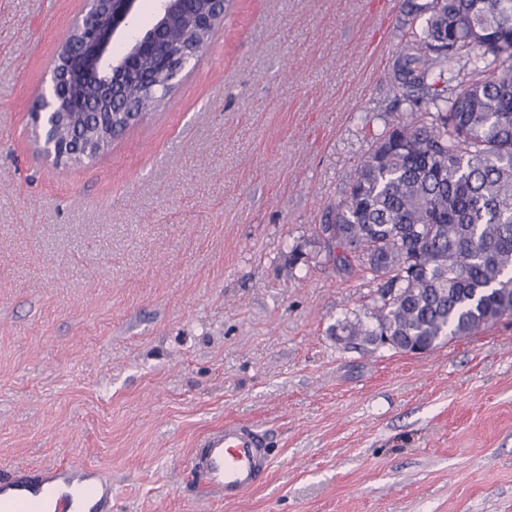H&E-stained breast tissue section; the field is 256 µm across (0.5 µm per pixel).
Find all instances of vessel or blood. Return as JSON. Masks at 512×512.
Returning a JSON list of instances; mask_svg holds the SVG:
<instances>
[{
  "label": "vessel or blood",
  "mask_w": 512,
  "mask_h": 512,
  "mask_svg": "<svg viewBox=\"0 0 512 512\" xmlns=\"http://www.w3.org/2000/svg\"><path fill=\"white\" fill-rule=\"evenodd\" d=\"M272 466L270 438L260 428L225 421L200 439L190 472L203 488L232 501L262 485ZM99 472L86 462L52 468L46 478L13 469L0 475V499L10 504L0 512H112V486L88 487Z\"/></svg>",
  "instance_id": "obj_1"
}]
</instances>
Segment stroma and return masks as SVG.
Masks as SVG:
<instances>
[{
    "label": "stroma",
    "mask_w": 512,
    "mask_h": 512,
    "mask_svg": "<svg viewBox=\"0 0 512 512\" xmlns=\"http://www.w3.org/2000/svg\"><path fill=\"white\" fill-rule=\"evenodd\" d=\"M85 0H0V473L96 465L112 512H512V316L426 354L338 339L377 285L314 249L393 111L403 0H227L208 50L85 164L31 114ZM271 439L235 501L185 466ZM270 438L260 428L225 420L200 439L190 473L210 494L236 500L262 485L272 466Z\"/></svg>",
    "instance_id": "35a3bbf8"
}]
</instances>
